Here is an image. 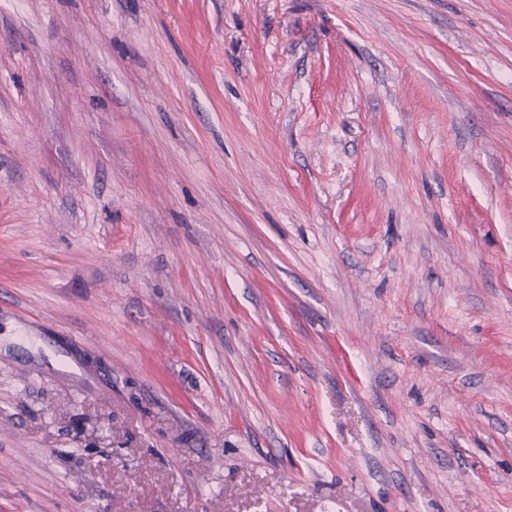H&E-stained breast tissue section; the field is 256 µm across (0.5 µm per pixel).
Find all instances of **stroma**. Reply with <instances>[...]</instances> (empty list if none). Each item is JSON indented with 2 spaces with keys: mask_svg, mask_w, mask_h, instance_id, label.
Masks as SVG:
<instances>
[{
  "mask_svg": "<svg viewBox=\"0 0 512 512\" xmlns=\"http://www.w3.org/2000/svg\"><path fill=\"white\" fill-rule=\"evenodd\" d=\"M0 512H512V0H0Z\"/></svg>",
  "mask_w": 512,
  "mask_h": 512,
  "instance_id": "obj_1",
  "label": "stroma"
}]
</instances>
